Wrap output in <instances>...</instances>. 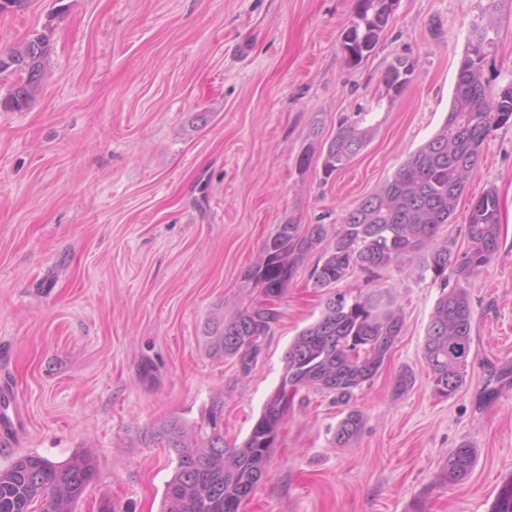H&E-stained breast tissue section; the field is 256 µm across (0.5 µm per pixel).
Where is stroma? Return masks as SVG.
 Returning <instances> with one entry per match:
<instances>
[{
  "label": "stroma",
  "instance_id": "obj_1",
  "mask_svg": "<svg viewBox=\"0 0 512 512\" xmlns=\"http://www.w3.org/2000/svg\"><path fill=\"white\" fill-rule=\"evenodd\" d=\"M486 3L398 0L356 66L342 48L353 0H28L0 12V51L34 31L50 38L39 93L23 110L0 108V387L25 418L0 446V469L87 452L97 476L77 512L105 498L115 512H160L174 465L141 441L146 428L197 420L220 400L226 439L243 440L289 344L324 309L311 261L249 375L210 353L209 328L255 300L243 275L277 225L341 223L437 131ZM495 16L494 92L512 83V0H497ZM397 55L416 63L411 84L376 115L368 146L324 177L319 152ZM492 187L500 248L468 287L475 358L461 390L435 396L423 358L439 284L407 266L346 278L336 292L377 293L405 319L351 402L364 426L336 445L350 407L301 390L241 512H493L512 481V387L485 388L488 365L512 366L511 124L489 136L440 231L457 250L473 199ZM405 368L415 382L398 395ZM464 442L477 453L470 475L437 485Z\"/></svg>",
  "mask_w": 512,
  "mask_h": 512
}]
</instances>
